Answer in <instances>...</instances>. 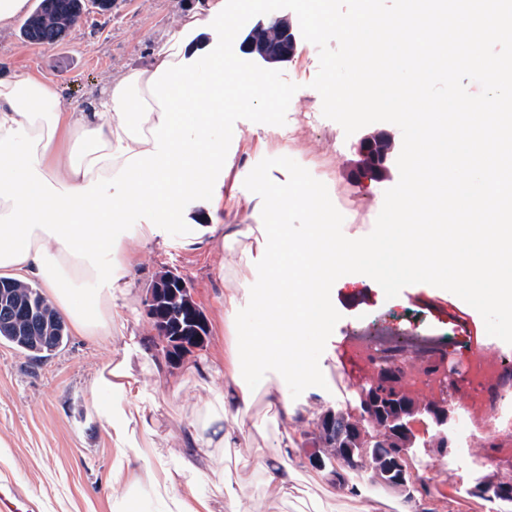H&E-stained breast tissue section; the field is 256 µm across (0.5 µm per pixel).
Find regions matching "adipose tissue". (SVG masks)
Here are the masks:
<instances>
[{"label":"adipose tissue","mask_w":512,"mask_h":512,"mask_svg":"<svg viewBox=\"0 0 512 512\" xmlns=\"http://www.w3.org/2000/svg\"><path fill=\"white\" fill-rule=\"evenodd\" d=\"M253 6L254 0H215L207 16L188 14L151 66L113 78L86 109L64 110L50 80H0V276L39 280L76 335L110 338L124 318L131 293L125 273L133 264L113 222L145 216L143 232L178 224L186 245L207 237L236 254L233 283L224 291L228 328L236 327L244 296L259 298L270 316L288 322L284 332L254 331L266 355L252 372H245L233 335L220 355L187 368L197 382L220 376L224 384L192 414L180 435L178 468L155 487L170 512H190L177 492L181 479L207 473L223 483L224 451L256 427L257 401L289 419L304 416L287 391L313 375L300 341L330 321L326 294L337 272L367 266L375 250L367 240L336 244V214L315 183L261 184L257 207L268 223H232L242 200L213 180L231 162L213 130L223 125L225 110L255 107L264 86L220 43L203 45L195 37ZM190 195L203 202L194 220L183 210ZM291 208L313 217L298 240L270 221ZM84 281L96 289L79 292ZM93 387L128 401L138 396L140 381L125 359L102 367ZM301 442L287 433L276 443L263 464L268 494L287 496L288 461Z\"/></svg>","instance_id":"1"}]
</instances>
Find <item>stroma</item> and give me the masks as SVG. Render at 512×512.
Returning a JSON list of instances; mask_svg holds the SVG:
<instances>
[{
	"instance_id": "obj_1",
	"label": "stroma",
	"mask_w": 512,
	"mask_h": 512,
	"mask_svg": "<svg viewBox=\"0 0 512 512\" xmlns=\"http://www.w3.org/2000/svg\"><path fill=\"white\" fill-rule=\"evenodd\" d=\"M210 0H112L103 13L89 8L81 22L61 43L38 45L24 40L21 20L0 29V78L38 76L56 83L63 107H82L99 95L112 77L126 69L151 65L158 50L180 28L185 14L207 15ZM247 67L269 73L273 84L291 93L259 103L245 112H229L217 134L234 165L224 177L225 186H236L244 200L236 221L255 223L257 181L267 175L281 181L297 176L325 185L341 222L338 241L364 237L372 232L383 207L386 190L399 180L398 168L378 181L356 184L347 171L357 159L358 135L322 114V102L305 95L304 89L319 68L317 47L298 39L289 60L267 63L257 58ZM277 115L286 126L289 144L262 132L266 113ZM135 262L131 272L133 292L128 299L126 324L116 325L111 340L68 336L52 356L35 359L0 341V478H12L38 496L40 512H163L139 470L122 461V451L110 440L101 409L107 396L92 387L96 372L108 362L133 354L141 379L138 399L127 405L129 413H141L156 421V433L145 436L141 424H131L128 442L147 449L150 462L175 467L179 462L177 434L192 411L211 396L208 387L186 383L181 389L166 385L157 374L167 366L144 313V301L155 275L171 269L193 289L209 327L202 350L168 366L178 375L184 364L219 353L223 347V287L220 271H233L234 254L218 243L201 247L183 244L178 224L158 226L152 238H142L135 223H118ZM331 300L341 318L320 358L326 388L311 387L299 398L306 410L355 411L359 387L352 383L344 356L347 340L357 331L384 326L407 336L437 340L453 359L461 338H470L492 350L497 358L492 370L474 383L475 394L467 409L456 410L448 424L451 446L439 450L436 429L425 418H416L410 452L413 478L428 481L430 495L406 500L399 489L382 488L354 495L335 477L313 467L297 471V486L306 507L322 512H493L491 503L472 496L475 480L496 481L512 465V433L497 427L498 420H512V345L489 336L481 315L455 294L429 285L414 284L398 296L386 298L382 288L363 274L340 277ZM287 424L268 420L261 431H251L238 447L224 451L230 482L216 492L209 477L180 485L188 502L210 500L215 512H229L238 501L240 512H292L278 499L264 495L266 473L260 466Z\"/></svg>"
}]
</instances>
